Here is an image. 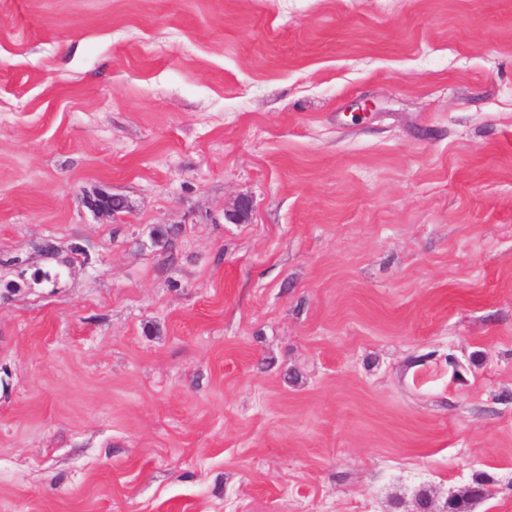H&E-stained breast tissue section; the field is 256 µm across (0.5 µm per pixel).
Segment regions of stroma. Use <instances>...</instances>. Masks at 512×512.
Segmentation results:
<instances>
[{"label": "stroma", "instance_id": "obj_1", "mask_svg": "<svg viewBox=\"0 0 512 512\" xmlns=\"http://www.w3.org/2000/svg\"><path fill=\"white\" fill-rule=\"evenodd\" d=\"M479 482L512 512V0H0V512Z\"/></svg>", "mask_w": 512, "mask_h": 512}]
</instances>
